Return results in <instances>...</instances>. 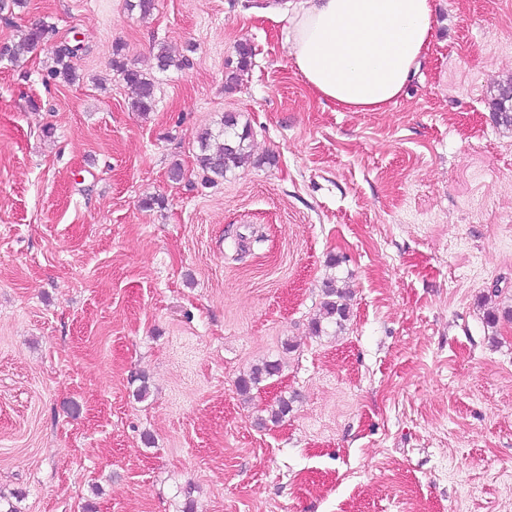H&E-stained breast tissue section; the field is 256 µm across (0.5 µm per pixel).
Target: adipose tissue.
<instances>
[{
    "instance_id": "ef3b65f1",
    "label": "adipose tissue",
    "mask_w": 512,
    "mask_h": 512,
    "mask_svg": "<svg viewBox=\"0 0 512 512\" xmlns=\"http://www.w3.org/2000/svg\"><path fill=\"white\" fill-rule=\"evenodd\" d=\"M292 62L309 88L349 112L403 94L432 35L431 0H283Z\"/></svg>"
}]
</instances>
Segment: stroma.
I'll list each match as a JSON object with an SVG mask.
<instances>
[{"label": "stroma", "mask_w": 512, "mask_h": 512, "mask_svg": "<svg viewBox=\"0 0 512 512\" xmlns=\"http://www.w3.org/2000/svg\"><path fill=\"white\" fill-rule=\"evenodd\" d=\"M433 2L383 112L321 100L268 0L0 11V45L55 29L0 60V507L512 512V321L486 319L512 304V131L491 108L512 0ZM74 39L77 80L49 78ZM161 42L182 68L156 70ZM118 56L156 76L153 112ZM230 113L252 159L204 182L198 137ZM330 277L350 316L316 336ZM266 359L281 372L241 395ZM52 31L51 26L44 22L29 27L21 33L17 42L5 43L0 47V59H17L24 52H29V50L43 43Z\"/></svg>", "instance_id": "obj_1"}]
</instances>
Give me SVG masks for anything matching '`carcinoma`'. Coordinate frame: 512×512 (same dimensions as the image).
<instances>
[{
  "label": "carcinoma",
  "mask_w": 512,
  "mask_h": 512,
  "mask_svg": "<svg viewBox=\"0 0 512 512\" xmlns=\"http://www.w3.org/2000/svg\"><path fill=\"white\" fill-rule=\"evenodd\" d=\"M51 26L45 23L36 24L23 33L18 41L5 43L0 47V59H17L21 54L43 43ZM81 50L78 44L62 43L53 49V63L48 75L53 79H61L67 83L75 80V68L71 59ZM252 50L247 45L238 47V62L235 71L227 74L226 87L232 89L238 85L240 73L250 66ZM156 68L164 73L170 68L182 67L183 61L178 59L171 51L159 44L155 55ZM113 66L122 75V79L133 89L134 97L130 107L135 112L147 113L153 111L155 106V80L141 71L127 66L124 62L116 60ZM250 137L248 126H239L236 116H224L222 126L218 130H207L198 137L199 153L196 155L197 167L202 171L205 181L213 183L227 176L228 173L242 167L250 159ZM323 300L320 306V318L313 322L314 332L317 334L328 331L329 328H342L349 318V307L346 303L347 289L336 284V279L326 281L322 290ZM281 370L278 361H264L252 366L249 372L237 381L238 391L248 395L260 384L277 375Z\"/></svg>",
  "instance_id": "1"
}]
</instances>
